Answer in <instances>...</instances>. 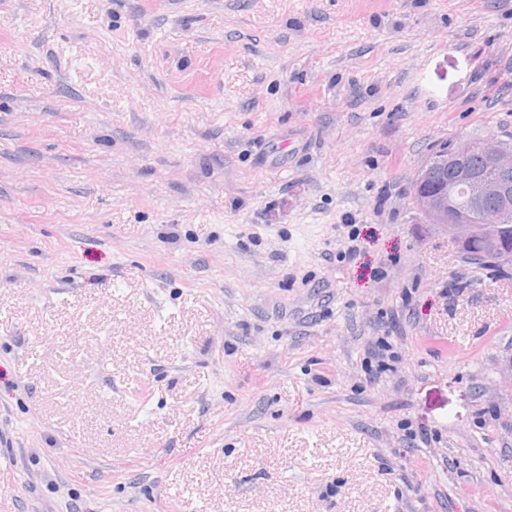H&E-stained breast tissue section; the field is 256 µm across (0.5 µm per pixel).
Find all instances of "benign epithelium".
<instances>
[{
	"label": "benign epithelium",
	"mask_w": 512,
	"mask_h": 512,
	"mask_svg": "<svg viewBox=\"0 0 512 512\" xmlns=\"http://www.w3.org/2000/svg\"><path fill=\"white\" fill-rule=\"evenodd\" d=\"M458 165L450 175L433 187L421 179L411 187V199L426 224L448 232L458 249H464L478 234L496 236L512 223V183L502 179L512 169V150L502 139L489 134L480 140L452 145ZM481 157L482 169L471 171L465 164L468 156ZM461 189L475 207L465 216L454 204L456 190Z\"/></svg>",
	"instance_id": "7a95c632"
}]
</instances>
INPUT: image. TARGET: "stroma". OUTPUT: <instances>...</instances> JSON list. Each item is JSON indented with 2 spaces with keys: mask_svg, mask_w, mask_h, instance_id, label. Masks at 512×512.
Wrapping results in <instances>:
<instances>
[{
  "mask_svg": "<svg viewBox=\"0 0 512 512\" xmlns=\"http://www.w3.org/2000/svg\"><path fill=\"white\" fill-rule=\"evenodd\" d=\"M489 132L512 0H0V512H512V278L409 194ZM488 243L484 236H477L472 240L467 253L462 256L463 262L468 266V274L471 278L480 279L483 271L486 274L493 273L499 277H511L510 268L497 265L501 263L506 265L512 264V251H494L488 258ZM495 262V263H493ZM391 344L384 338H379L375 346L369 349L366 358V372L369 375L370 382L376 381L381 375L388 370L389 364L386 362V358L391 360L392 355L389 356L388 352L391 350Z\"/></svg>",
  "mask_w": 512,
  "mask_h": 512,
  "instance_id": "35a3bbf8",
  "label": "stroma"
}]
</instances>
